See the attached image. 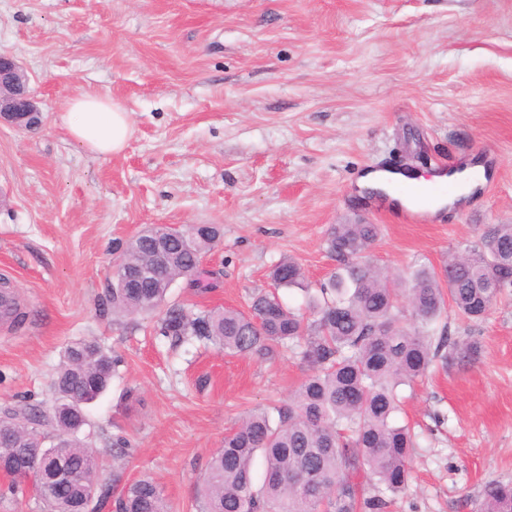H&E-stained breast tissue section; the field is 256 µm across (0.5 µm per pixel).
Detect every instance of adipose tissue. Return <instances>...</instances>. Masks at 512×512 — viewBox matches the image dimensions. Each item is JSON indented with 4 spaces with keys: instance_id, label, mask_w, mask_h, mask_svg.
I'll list each match as a JSON object with an SVG mask.
<instances>
[{
    "instance_id": "1",
    "label": "adipose tissue",
    "mask_w": 512,
    "mask_h": 512,
    "mask_svg": "<svg viewBox=\"0 0 512 512\" xmlns=\"http://www.w3.org/2000/svg\"><path fill=\"white\" fill-rule=\"evenodd\" d=\"M62 122L76 143L98 157L122 152L133 136L126 108L107 97L84 94L70 98Z\"/></svg>"
}]
</instances>
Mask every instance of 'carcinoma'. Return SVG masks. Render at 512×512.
<instances>
[{"instance_id": "1", "label": "carcinoma", "mask_w": 512, "mask_h": 512, "mask_svg": "<svg viewBox=\"0 0 512 512\" xmlns=\"http://www.w3.org/2000/svg\"><path fill=\"white\" fill-rule=\"evenodd\" d=\"M156 225L120 254L140 268L136 293L125 295V270L113 269L107 309L117 317L163 314L159 334L177 347L206 340L228 354L271 360L282 348L298 350L311 373L288 403L246 415L224 436L200 488V512H390L394 497L411 477L414 448L408 426L399 425L398 389L425 377L440 359H472L478 346L448 335L442 320L452 310L482 320L509 288L495 287L496 274L512 267V224H486L478 240L448 259L442 271L420 268L405 279L374 265L369 251L380 235L377 224H333L328 252L337 271L309 296L312 317L288 308L277 289L304 283L302 268L283 258L269 273L274 290H258L247 313L212 308L191 314L167 303L172 284L184 278L200 284L199 265L221 234L209 224L179 238ZM167 238L172 263L154 268L152 243ZM122 359L95 340L66 346L45 408L32 404L0 413V473L16 485L32 472L46 512H93V499L114 496L115 512H170L159 486L149 478L112 486L100 483V464L89 436L87 414L59 420L52 408L74 396L89 404L103 394ZM60 448L70 477L59 481L27 449ZM263 459L261 481L254 462ZM364 471L376 493L360 498L353 481ZM480 512H512V484L488 481Z\"/></svg>"}]
</instances>
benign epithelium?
Wrapping results in <instances>:
<instances>
[{
    "mask_svg": "<svg viewBox=\"0 0 512 512\" xmlns=\"http://www.w3.org/2000/svg\"><path fill=\"white\" fill-rule=\"evenodd\" d=\"M24 74L22 66L10 54H0V124L25 130L40 129L44 118L28 84L17 85L15 77Z\"/></svg>",
    "mask_w": 512,
    "mask_h": 512,
    "instance_id": "obj_1",
    "label": "benign epithelium"
}]
</instances>
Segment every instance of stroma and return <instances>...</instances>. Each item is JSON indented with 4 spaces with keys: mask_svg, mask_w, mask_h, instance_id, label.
<instances>
[{
    "mask_svg": "<svg viewBox=\"0 0 512 512\" xmlns=\"http://www.w3.org/2000/svg\"><path fill=\"white\" fill-rule=\"evenodd\" d=\"M0 52L46 117L0 125V279L26 314L0 321V408L48 404L67 344L96 339L123 360L88 408L101 481L151 478L172 512H199L225 432L287 401L308 368L175 348L156 321L102 313L117 241L220 225L210 292L180 279L169 298L243 311L281 258L326 280L333 224L380 225L370 258L403 278L512 224V0H0ZM85 92L127 109L121 153L92 157L63 127ZM462 163L484 166V184L439 224L381 218L357 187L368 169ZM446 323L480 354L401 388L412 478L391 512H479L487 480L512 481V288L485 319ZM119 436L133 448L116 460Z\"/></svg>",
    "mask_w": 512,
    "mask_h": 512,
    "instance_id": "stroma-1",
    "label": "stroma"
}]
</instances>
